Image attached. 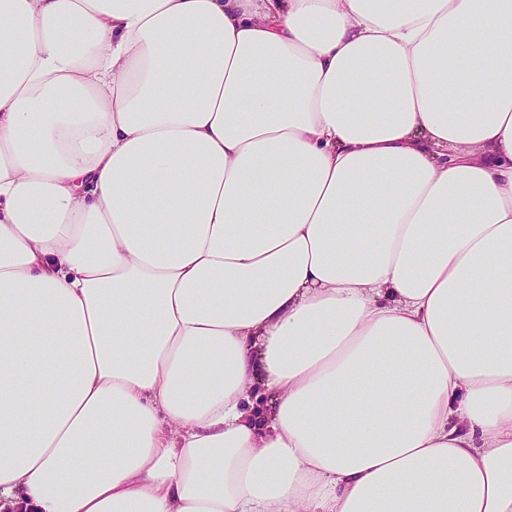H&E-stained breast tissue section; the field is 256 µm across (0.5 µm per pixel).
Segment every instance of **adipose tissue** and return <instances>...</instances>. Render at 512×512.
I'll return each instance as SVG.
<instances>
[{
    "mask_svg": "<svg viewBox=\"0 0 512 512\" xmlns=\"http://www.w3.org/2000/svg\"><path fill=\"white\" fill-rule=\"evenodd\" d=\"M0 512H512V0H0Z\"/></svg>",
    "mask_w": 512,
    "mask_h": 512,
    "instance_id": "obj_1",
    "label": "adipose tissue"
}]
</instances>
